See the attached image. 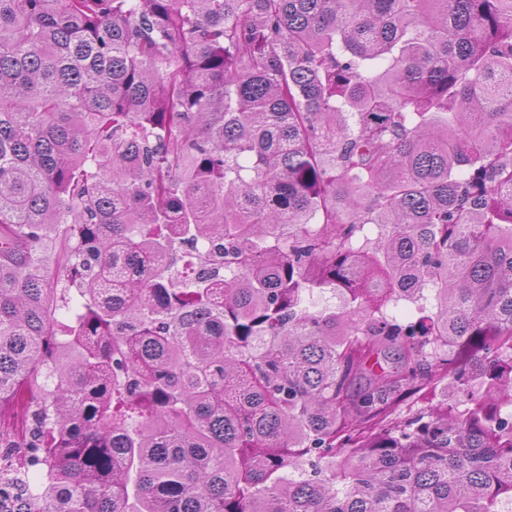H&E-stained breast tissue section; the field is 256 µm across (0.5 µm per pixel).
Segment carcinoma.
<instances>
[{
  "instance_id": "obj_1",
  "label": "carcinoma",
  "mask_w": 512,
  "mask_h": 512,
  "mask_svg": "<svg viewBox=\"0 0 512 512\" xmlns=\"http://www.w3.org/2000/svg\"><path fill=\"white\" fill-rule=\"evenodd\" d=\"M8 405L43 512L512 504V0H0Z\"/></svg>"
}]
</instances>
